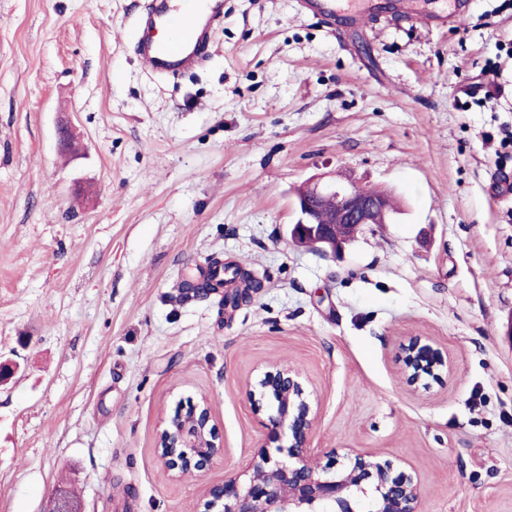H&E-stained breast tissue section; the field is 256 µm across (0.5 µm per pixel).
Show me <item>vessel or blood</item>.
<instances>
[{"label":"vessel or blood","mask_w":512,"mask_h":512,"mask_svg":"<svg viewBox=\"0 0 512 512\" xmlns=\"http://www.w3.org/2000/svg\"><path fill=\"white\" fill-rule=\"evenodd\" d=\"M148 24L163 29L165 39L149 40L140 51L155 74L175 73L194 66L209 53L208 32L222 18L221 0H163ZM304 9L335 25L342 14L361 20L371 14L367 0H303Z\"/></svg>","instance_id":"1"}]
</instances>
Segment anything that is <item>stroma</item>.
<instances>
[{"mask_svg": "<svg viewBox=\"0 0 512 512\" xmlns=\"http://www.w3.org/2000/svg\"><path fill=\"white\" fill-rule=\"evenodd\" d=\"M388 0L329 30L299 0H224L196 68L146 70L150 0H0V512H198L267 445L246 395L287 364L318 411L311 460L352 451L417 480L421 512H512V45L503 0ZM389 190L394 223L338 259L297 247L295 191L317 176ZM262 286L232 309L210 259ZM449 370L409 385L402 346ZM207 396L224 457L171 479L162 420Z\"/></svg>", "mask_w": 512, "mask_h": 512, "instance_id": "stroma-1", "label": "stroma"}]
</instances>
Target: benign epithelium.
Masks as SVG:
<instances>
[{
    "instance_id": "7a95c632",
    "label": "benign epithelium",
    "mask_w": 512,
    "mask_h": 512,
    "mask_svg": "<svg viewBox=\"0 0 512 512\" xmlns=\"http://www.w3.org/2000/svg\"><path fill=\"white\" fill-rule=\"evenodd\" d=\"M297 221L289 230L295 244H311L331 257L355 241L363 227L392 220L386 196L371 194L349 179L322 183L312 179L297 193ZM336 198L330 220L321 217L320 203ZM403 362L412 384L438 380L448 370L442 352L432 342L413 336L403 346ZM255 412H268V441L288 436L286 457L274 458L262 448L248 466V478L231 476L209 487L201 512H420L417 480L393 473L389 461L357 453L340 469L311 463L310 436L317 421L311 394L300 373L288 365L260 370L248 385ZM207 397L180 404L163 420L157 453L173 478L202 475L224 458V444Z\"/></svg>"
}]
</instances>
